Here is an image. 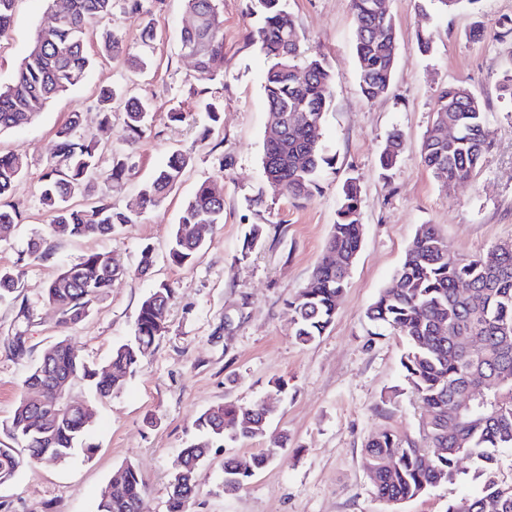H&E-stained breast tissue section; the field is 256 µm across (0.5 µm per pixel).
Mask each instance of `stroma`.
I'll list each match as a JSON object with an SVG mask.
<instances>
[{
    "label": "stroma",
    "instance_id": "35a3bbf8",
    "mask_svg": "<svg viewBox=\"0 0 512 512\" xmlns=\"http://www.w3.org/2000/svg\"><path fill=\"white\" fill-rule=\"evenodd\" d=\"M223 5L224 76L209 84L223 105L219 123L209 121L188 92L198 73L177 41L190 21L185 0H144L145 11L137 15L116 0L102 25L118 30L131 53L141 50L143 25L154 22L158 38L150 68L140 73L123 59L98 55L97 38L89 36L88 50L96 58L86 79L56 97L30 125L0 132V153L26 161L24 176L5 198L21 219L0 240V268L18 274L20 283L16 300L0 302V420L27 395L28 368L59 338H67L91 366H104L113 347L132 335L140 303L155 283L174 288L166 333L119 392L100 397L82 381L68 388L69 397L94 411L90 451H77L52 468L28 464L0 485V512H95L113 476L129 462L147 483L142 512H166L169 483L181 449L194 437V420L225 402L264 399L273 406L264 434L226 444L198 467L192 512H387L362 465V449L388 430L417 435L424 408L404 379V340L375 335L366 311L391 284L419 225H437L450 249L463 257L512 242V94L502 88L505 75L512 74V38L497 36L500 22L512 18V0H477L448 14L437 12L432 0H386L399 33L397 60L388 91L372 102L358 87L351 0H286L305 36L306 55L324 56L336 73L322 127L335 165L304 205L273 194L263 174L268 63L250 41L257 25L250 0ZM50 22L48 0H16L13 24L0 36L1 86L11 82L37 32ZM477 26L487 35L470 41L468 33ZM422 30L433 36L426 53L417 41ZM453 83L481 100L493 146L471 178L449 192L423 165L420 149L437 98ZM103 85L152 101L150 124L136 148L126 142L121 110H113L110 124H101L97 92ZM175 107L185 112L184 122L169 121ZM75 111L83 115V134L101 149L100 168L123 158L129 165L121 180L98 178L77 204L133 209L142 183L172 151L194 157L163 203L109 237L52 236L40 201L54 132ZM394 131L401 133L403 149L397 165L386 171L379 155ZM350 176L361 187L362 247L334 323L316 341L301 344L288 303L325 254L339 189ZM209 177L224 183V221L207 234L192 264L173 266L166 253L182 204ZM250 224L265 225L267 235L244 257L240 251ZM34 237L44 241L39 258L27 252ZM147 245L154 265L141 276L137 267ZM96 250L111 252L127 274L95 302L85 321L61 328L44 289L64 265ZM23 306L28 315L20 314ZM19 329L28 347L21 359L8 348ZM280 439L286 447L275 448ZM270 447L272 460L247 485L222 490L225 458L245 460ZM477 491L466 476L405 502L400 512H446L449 501Z\"/></svg>",
    "mask_w": 512,
    "mask_h": 512
}]
</instances>
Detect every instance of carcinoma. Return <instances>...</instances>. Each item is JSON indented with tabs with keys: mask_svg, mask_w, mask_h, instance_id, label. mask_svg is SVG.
I'll list each match as a JSON object with an SVG mask.
<instances>
[{
	"mask_svg": "<svg viewBox=\"0 0 512 512\" xmlns=\"http://www.w3.org/2000/svg\"><path fill=\"white\" fill-rule=\"evenodd\" d=\"M51 12L61 22L41 29L13 80L0 86V131L32 123L57 95L79 85L92 64L88 35L100 20L112 14L114 0H49ZM190 22L181 28V51L195 58L199 84L190 88L200 109L219 122L221 105L209 96L207 83L224 73V16L221 0H185ZM15 0H0V35L11 28ZM379 0H351L355 23L358 84L363 96L374 101L389 88L395 69L394 48L398 31L392 16L378 9ZM250 14L259 18L250 40L269 62L264 94L271 114L283 118L277 135L266 137L263 171L276 195L298 204L319 193V177L332 167L321 141L335 75L325 58L302 57V36L288 13L285 0H251ZM100 51L140 68L144 59L126 51L122 37L103 33ZM117 96L112 87L97 96L102 122L112 118ZM152 103L128 99L123 108L130 143L145 132ZM455 129L453 140L444 138V126ZM82 115L70 113L55 132L54 161L43 176L42 205L51 213V234L57 237L110 236L118 226L135 223L134 214L110 204L77 208L71 200L88 192L96 180V144L81 135ZM491 144L487 112L481 101L461 85H450L438 96L434 118L423 138L421 157L434 177L449 187L475 171ZM402 147L401 135L391 133L380 156L381 167H394ZM193 163L187 151L176 150L138 192V213L160 205ZM26 164L16 154L0 153V198L9 194ZM360 184L348 177L341 187L325 249L326 255L308 282L288 303L294 336L301 344L315 341L332 325L337 303L348 284L361 248ZM18 221L15 208L0 206V240L10 236ZM224 223V184L207 178L181 208L167 250V261L177 267L191 264L205 241L197 234L200 224ZM265 225H248L242 255L263 243ZM126 270L111 263L107 252H91L60 269L49 281L44 296L59 313L64 326L86 319L94 302L106 295L114 279ZM397 287L383 289L367 310L377 327L405 339L402 357L405 379L425 408L420 437L383 432L363 449V466L369 472L377 497L390 509L421 496L439 484L461 478L460 463L472 464L471 479L477 495L453 501L446 512H512V478L498 466V453L512 448V249L460 257L451 251L434 224L419 225L396 272ZM465 282L470 291L457 292ZM18 288V276L0 269V300ZM174 289L158 283L141 301L129 340L115 346L108 365L93 368L80 359L66 339L50 345L27 372L24 385L42 388V399L18 402L10 417L0 421V434L17 447L0 446V485L15 479L29 462L55 467L82 443L92 417L91 407L74 401L44 384V374L54 373L67 382L86 380L108 397L120 391L167 331V310ZM484 380L485 404L476 412H458L452 401L469 392L473 377ZM268 412L259 404L225 403L194 420L196 436L179 454L170 481L167 512H191L196 496L195 471L215 445L260 437ZM273 456L270 450L251 457L247 465L224 460V489L245 486L255 471ZM145 482L131 463L97 505V512H137Z\"/></svg>",
	"mask_w": 512,
	"mask_h": 512,
	"instance_id": "carcinoma-1",
	"label": "carcinoma"
}]
</instances>
